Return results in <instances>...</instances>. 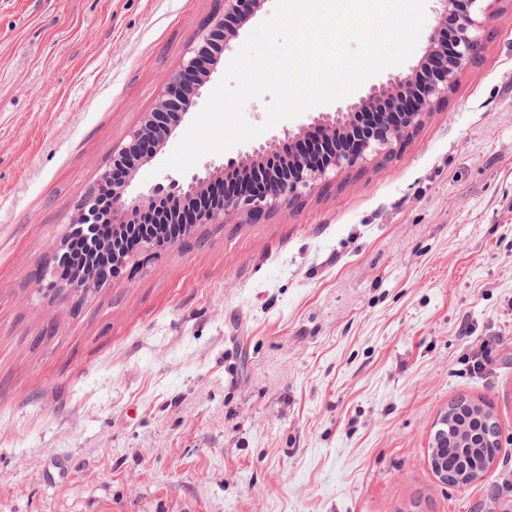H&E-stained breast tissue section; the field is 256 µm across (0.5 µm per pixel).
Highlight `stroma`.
Segmentation results:
<instances>
[{"instance_id": "stroma-1", "label": "stroma", "mask_w": 512, "mask_h": 512, "mask_svg": "<svg viewBox=\"0 0 512 512\" xmlns=\"http://www.w3.org/2000/svg\"><path fill=\"white\" fill-rule=\"evenodd\" d=\"M221 0H0V512H503L512 502V0L394 156L38 296L78 204ZM262 0L202 89L222 80ZM137 170L132 191L188 131ZM486 357L484 371L473 361ZM501 446L429 462L458 397ZM433 469L437 474L439 480L443 484L459 486L462 485L458 482L457 478V463L453 462L451 455H446L444 458L438 457V451L435 450V458L432 461Z\"/></svg>"}]
</instances>
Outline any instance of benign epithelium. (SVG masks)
Returning a JSON list of instances; mask_svg holds the SVG:
<instances>
[{
  "label": "benign epithelium",
  "mask_w": 512,
  "mask_h": 512,
  "mask_svg": "<svg viewBox=\"0 0 512 512\" xmlns=\"http://www.w3.org/2000/svg\"><path fill=\"white\" fill-rule=\"evenodd\" d=\"M223 12L198 35V45L192 56L180 70L167 77L164 89L155 108L145 113L141 123L131 132L129 140L112 151V167L102 172L97 188L79 203L81 215L69 225L67 235L81 234L88 238L90 246L97 241L96 229L104 216L99 205L100 197H110L112 224L130 227H149L157 215L173 206V202L194 199L210 186L214 164L180 179L166 177L147 190L131 194V181L116 182L112 168L125 166L132 172L146 158H153L167 145L171 133H162L161 118L168 112L185 116L198 104L200 89L205 83L207 69L203 58L220 45L221 51L232 50L229 38L219 40L224 34V23L232 19L244 22L248 19L256 0H222ZM442 11L437 24L426 36L424 56L432 61L423 62L407 69L392 72L377 83L365 86L355 97L337 104L330 111L306 113L305 122L298 130L283 128L264 141L250 146L247 157L251 164L242 166L241 156H228L217 170L224 176H238V186L229 190L224 185L213 187L212 198L199 213L198 224H223L234 214L248 212L258 218L284 204H292L310 196L318 186L335 179L351 169H361L377 160L390 159L396 146L409 138L422 124L424 118L448 99V90L460 74L476 64L484 49V32L488 8L485 0H439ZM464 4L458 16L450 41L441 40V24L456 5ZM400 96L402 102L394 103L390 112L399 120L389 121L381 117V124L370 131L354 123V116L370 106L384 103L390 97ZM351 143L348 148L337 149L333 143L334 132ZM314 135L330 149L331 155L321 156L295 150L287 156L282 152L284 144H295L304 136ZM160 244L150 233L139 236L133 248L112 241V272L128 265L140 263V257L157 252ZM433 469L439 480L457 486V464L451 456L435 457Z\"/></svg>",
  "instance_id": "obj_1"
}]
</instances>
